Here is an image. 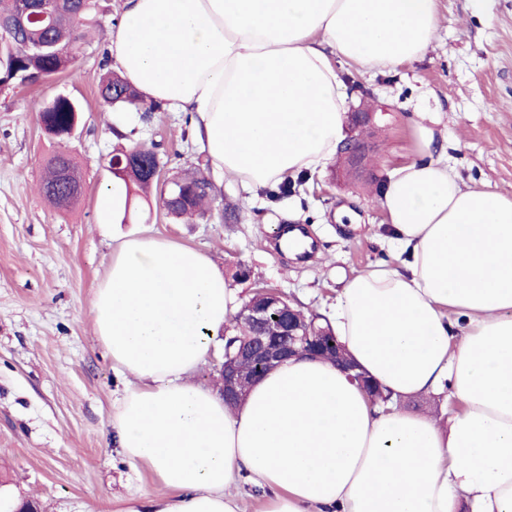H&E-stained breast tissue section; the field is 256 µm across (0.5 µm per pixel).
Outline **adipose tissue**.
Instances as JSON below:
<instances>
[{
    "label": "adipose tissue",
    "instance_id": "adipose-tissue-1",
    "mask_svg": "<svg viewBox=\"0 0 512 512\" xmlns=\"http://www.w3.org/2000/svg\"><path fill=\"white\" fill-rule=\"evenodd\" d=\"M438 0H124L109 53L148 101L194 114L212 166L247 191L317 171L344 138L338 71L421 57ZM392 176L379 205L396 267L352 278L336 334L395 400L450 388L434 418L374 405L331 363L292 359L228 408L193 375L237 307L207 255L123 241L91 307L112 368L133 376L112 412L120 454L163 493L123 512H512V197L467 186L432 151Z\"/></svg>",
    "mask_w": 512,
    "mask_h": 512
}]
</instances>
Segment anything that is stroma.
I'll use <instances>...</instances> for the list:
<instances>
[{"instance_id": "obj_1", "label": "stroma", "mask_w": 512, "mask_h": 512, "mask_svg": "<svg viewBox=\"0 0 512 512\" xmlns=\"http://www.w3.org/2000/svg\"><path fill=\"white\" fill-rule=\"evenodd\" d=\"M101 26L81 45L73 69L42 83L0 93V475L13 499L43 512H120L137 488L161 491L145 466L119 455L110 436L112 403L125 381L96 340L90 314L118 243L156 237L211 257L240 301L259 289L288 295L305 313L332 316L346 283L383 261L399 266L384 238L386 215L373 186L345 175L338 162L311 173L297 193L248 198L241 184L207 167L191 136L193 115L162 107L143 119L98 98L111 70L109 34L123 0H100ZM440 27L425 55L397 70L345 76L359 105L368 89L378 109L371 138L373 172L391 178L421 154L420 128L463 183L491 184L512 196V0H438ZM67 95L82 109L65 145L43 132L40 113ZM157 144L163 172L203 169L213 185L211 218L174 219L158 193L133 198L126 216L100 221L97 201L121 189L109 167L119 150ZM76 163L83 184L68 207L39 191L58 149ZM237 220L223 222L225 204ZM310 225L313 259L276 252L280 224ZM250 276L235 278L238 266Z\"/></svg>"}]
</instances>
